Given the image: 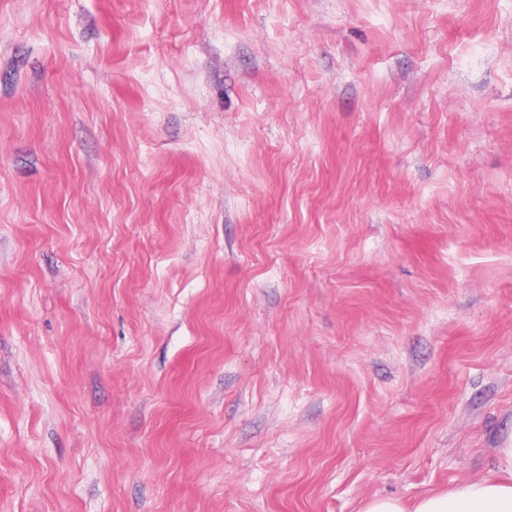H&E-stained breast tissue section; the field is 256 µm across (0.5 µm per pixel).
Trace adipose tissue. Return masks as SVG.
I'll return each mask as SVG.
<instances>
[{
    "mask_svg": "<svg viewBox=\"0 0 512 512\" xmlns=\"http://www.w3.org/2000/svg\"><path fill=\"white\" fill-rule=\"evenodd\" d=\"M497 469L498 477L459 482L448 492L420 498L410 509L399 499L380 497L362 512H512V447L499 449Z\"/></svg>",
    "mask_w": 512,
    "mask_h": 512,
    "instance_id": "adipose-tissue-1",
    "label": "adipose tissue"
}]
</instances>
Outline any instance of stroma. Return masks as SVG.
<instances>
[{"label":"stroma","mask_w":512,"mask_h":512,"mask_svg":"<svg viewBox=\"0 0 512 512\" xmlns=\"http://www.w3.org/2000/svg\"><path fill=\"white\" fill-rule=\"evenodd\" d=\"M512 443V0H0V512H362Z\"/></svg>","instance_id":"stroma-1"}]
</instances>
